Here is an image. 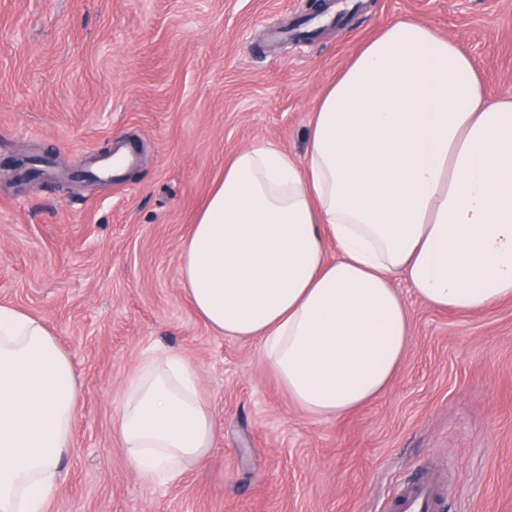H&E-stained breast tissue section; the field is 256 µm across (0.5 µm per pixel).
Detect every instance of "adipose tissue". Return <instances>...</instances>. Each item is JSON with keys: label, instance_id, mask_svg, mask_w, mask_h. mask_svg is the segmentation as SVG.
<instances>
[{"label": "adipose tissue", "instance_id": "ef3b65f1", "mask_svg": "<svg viewBox=\"0 0 512 512\" xmlns=\"http://www.w3.org/2000/svg\"><path fill=\"white\" fill-rule=\"evenodd\" d=\"M303 159L270 145L224 166L179 255L215 332L255 339L317 421L386 392L413 341L401 294L476 313L512 299V96L410 17L385 24L323 91ZM79 400L46 323L0 307V512H46ZM130 465L173 482L217 423L181 354L142 356L115 407Z\"/></svg>", "mask_w": 512, "mask_h": 512}]
</instances>
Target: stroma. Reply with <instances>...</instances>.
Segmentation results:
<instances>
[{
  "mask_svg": "<svg viewBox=\"0 0 512 512\" xmlns=\"http://www.w3.org/2000/svg\"><path fill=\"white\" fill-rule=\"evenodd\" d=\"M306 41L275 27L306 0H0V305L43 319L80 388L48 512H387L433 465L442 512H512V301L475 314L409 298L413 342L388 390L314 423L250 339L216 334L178 257L224 165L294 158L310 113L362 44L408 16L457 42L490 97L512 95V0H367ZM139 144L123 182L71 173ZM181 352L219 429L180 480L149 481L112 430L150 348Z\"/></svg>",
  "mask_w": 512,
  "mask_h": 512,
  "instance_id": "stroma-1",
  "label": "stroma"
}]
</instances>
